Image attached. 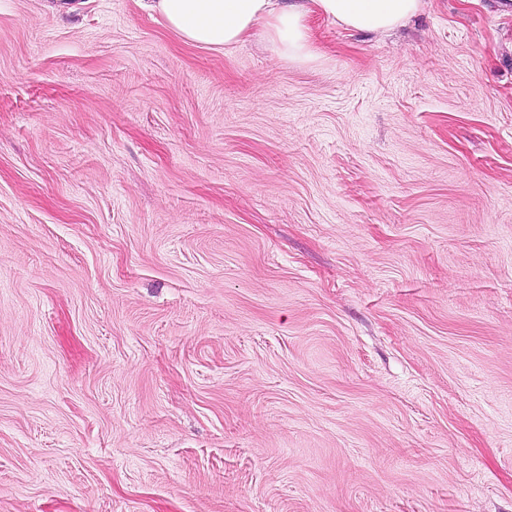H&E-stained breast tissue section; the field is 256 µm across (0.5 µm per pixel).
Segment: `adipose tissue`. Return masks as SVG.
Returning <instances> with one entry per match:
<instances>
[{"label": "adipose tissue", "mask_w": 512, "mask_h": 512, "mask_svg": "<svg viewBox=\"0 0 512 512\" xmlns=\"http://www.w3.org/2000/svg\"><path fill=\"white\" fill-rule=\"evenodd\" d=\"M184 43L223 51L261 37L280 59H319L308 21L322 16L359 32H386L407 24L423 0H139Z\"/></svg>", "instance_id": "1"}]
</instances>
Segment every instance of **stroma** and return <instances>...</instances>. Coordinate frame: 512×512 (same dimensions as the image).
Returning <instances> with one entry per match:
<instances>
[{
    "label": "stroma",
    "instance_id": "35a3bbf8",
    "mask_svg": "<svg viewBox=\"0 0 512 512\" xmlns=\"http://www.w3.org/2000/svg\"><path fill=\"white\" fill-rule=\"evenodd\" d=\"M68 2L0 0V512H512V0ZM424 0H139L184 43L224 51L259 35L282 61L321 58L308 20L322 16L359 32H386L407 24Z\"/></svg>",
    "mask_w": 512,
    "mask_h": 512
}]
</instances>
